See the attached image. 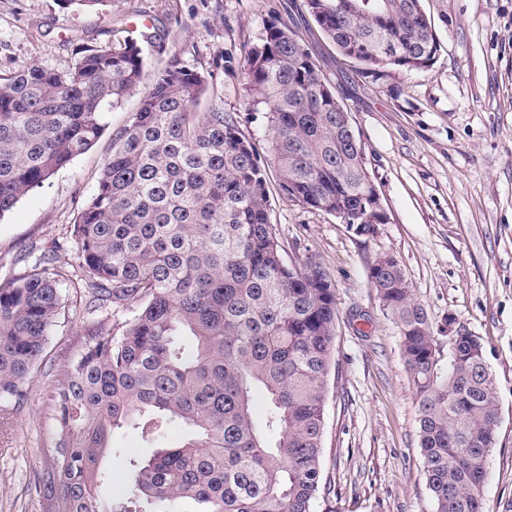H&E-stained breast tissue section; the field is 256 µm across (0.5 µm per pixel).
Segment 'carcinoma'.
<instances>
[{
  "label": "carcinoma",
  "mask_w": 512,
  "mask_h": 512,
  "mask_svg": "<svg viewBox=\"0 0 512 512\" xmlns=\"http://www.w3.org/2000/svg\"><path fill=\"white\" fill-rule=\"evenodd\" d=\"M308 12L363 73L424 70L440 44L421 0H307ZM81 47L68 72L37 64L0 77V218L88 150L105 114L145 77L141 40ZM267 161L293 202L374 233L369 177L341 104L291 23L271 18L244 49ZM208 81L174 53L137 111L112 134L97 189L72 237L70 270L32 244L24 271L0 282V401L20 406L59 310L60 286L104 317L53 381L54 448L39 487L53 512H313L321 467L336 292L317 265L286 264L270 220L268 171L239 116L200 111ZM369 280L397 323L416 390L418 446L434 512H485L495 445L496 381L480 337L442 348L399 262ZM131 317L112 330V310ZM266 409L255 419L253 400ZM157 442L130 463L129 493L96 489L117 429Z\"/></svg>",
  "instance_id": "carcinoma-1"
}]
</instances>
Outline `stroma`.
Listing matches in <instances>:
<instances>
[{
	"label": "stroma",
	"instance_id": "1",
	"mask_svg": "<svg viewBox=\"0 0 512 512\" xmlns=\"http://www.w3.org/2000/svg\"><path fill=\"white\" fill-rule=\"evenodd\" d=\"M440 50L423 71L363 75L318 29L304 0H108L86 9L56 0H0V77L36 63L70 70L81 45H112L118 31L144 30L145 70L154 76L170 53L208 73L201 106L238 113L246 137L249 96L242 55L265 20H293L313 59L350 114L367 172L388 214L370 238H359L326 212L269 189L271 222L287 263L320 265L336 290V338L327 377L322 469L330 491L313 512H434L418 447L415 388L395 321L381 308L368 272L391 254L399 261L435 335L449 323L480 336L496 379L499 423L483 487L488 512H512V0H423ZM142 90L96 144L58 169L0 218V280L24 269L30 243H60L58 265L78 250L69 231L91 199L114 128L135 112ZM62 308L23 406L0 405V512H52L36 479L54 451L47 391L57 370L84 347L89 315L75 289L62 288ZM153 448L119 429L104 466L112 481L103 498L126 493L130 459Z\"/></svg>",
	"mask_w": 512,
	"mask_h": 512
}]
</instances>
